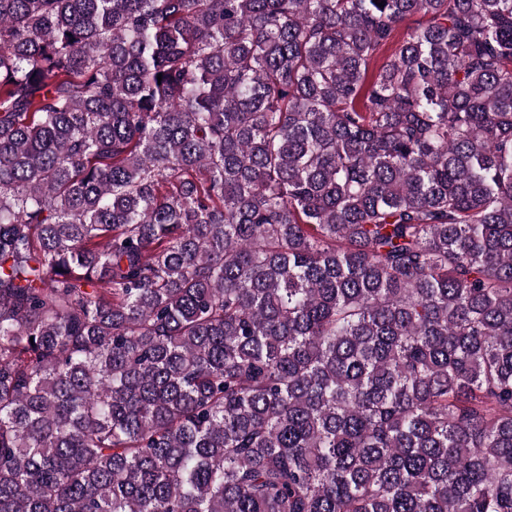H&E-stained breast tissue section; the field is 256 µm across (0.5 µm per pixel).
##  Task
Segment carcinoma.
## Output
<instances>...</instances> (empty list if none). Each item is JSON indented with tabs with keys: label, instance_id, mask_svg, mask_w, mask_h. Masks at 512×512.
Wrapping results in <instances>:
<instances>
[{
	"label": "carcinoma",
	"instance_id": "1",
	"mask_svg": "<svg viewBox=\"0 0 512 512\" xmlns=\"http://www.w3.org/2000/svg\"><path fill=\"white\" fill-rule=\"evenodd\" d=\"M0 512H512V0H0Z\"/></svg>",
	"mask_w": 512,
	"mask_h": 512
}]
</instances>
